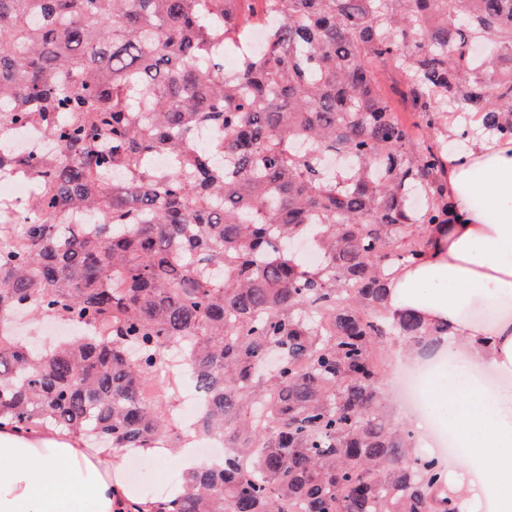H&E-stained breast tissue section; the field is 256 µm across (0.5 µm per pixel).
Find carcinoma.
Segmentation results:
<instances>
[{"mask_svg": "<svg viewBox=\"0 0 512 512\" xmlns=\"http://www.w3.org/2000/svg\"><path fill=\"white\" fill-rule=\"evenodd\" d=\"M257 1L268 47L222 75ZM388 59L409 126L374 73ZM469 112L512 140V0H0V127L64 145L0 148L36 213L0 232V325L75 330L46 351L0 332V425L182 448L175 350L206 396L196 434L229 453L151 512H455L379 381L388 337L448 335L387 285L452 221L448 118ZM1 135H6L12 142L11 151H14L15 158L34 155L36 158L49 160L57 157L63 151V146L56 136L42 132L37 126L6 125L2 129Z\"/></svg>", "mask_w": 512, "mask_h": 512, "instance_id": "carcinoma-1", "label": "carcinoma"}]
</instances>
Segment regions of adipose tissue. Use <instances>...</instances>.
<instances>
[{
    "label": "adipose tissue",
    "mask_w": 512,
    "mask_h": 512,
    "mask_svg": "<svg viewBox=\"0 0 512 512\" xmlns=\"http://www.w3.org/2000/svg\"><path fill=\"white\" fill-rule=\"evenodd\" d=\"M452 224L433 231L421 262L389 284L394 309L447 325L451 355L468 370L433 394L448 408L458 448L459 512H512V140H471L448 159ZM132 448L57 431L0 426V512H57L89 498L94 512H123Z\"/></svg>",
    "instance_id": "ef3b65f1"
}]
</instances>
